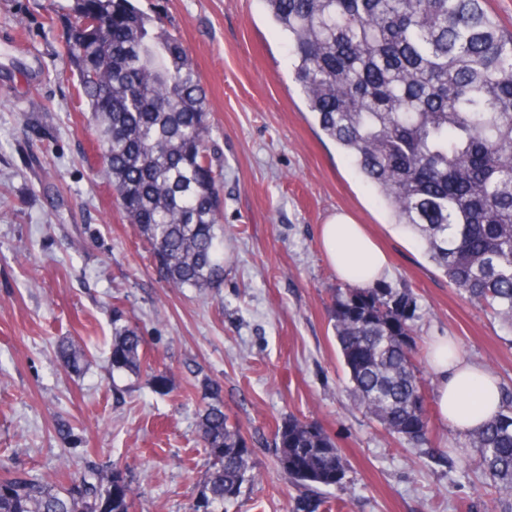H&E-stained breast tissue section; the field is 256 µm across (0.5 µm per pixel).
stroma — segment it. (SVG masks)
<instances>
[{"label": "stroma", "instance_id": "1", "mask_svg": "<svg viewBox=\"0 0 512 512\" xmlns=\"http://www.w3.org/2000/svg\"><path fill=\"white\" fill-rule=\"evenodd\" d=\"M64 3L0 0V466L52 479L116 467L140 490L135 512H192L208 469L197 424L220 404L257 473L227 512H492L464 436L434 419L417 448L355 408L326 311L341 280L321 224L347 212L367 225L391 258L383 285L416 298L421 349L452 337L511 393L512 329L390 224L306 111L288 39L262 0H136L180 37L208 92L226 262L222 286L204 293L165 287L96 174L95 126L63 51ZM116 307L152 374L113 372ZM63 339L86 354L81 373L56 361ZM291 414L335 436L341 483L290 482L272 439Z\"/></svg>", "mask_w": 512, "mask_h": 512}]
</instances>
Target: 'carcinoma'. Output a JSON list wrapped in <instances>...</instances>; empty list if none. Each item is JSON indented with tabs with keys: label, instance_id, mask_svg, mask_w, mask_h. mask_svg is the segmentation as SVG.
I'll list each match as a JSON object with an SVG mask.
<instances>
[{
	"label": "carcinoma",
	"instance_id": "carcinoma-1",
	"mask_svg": "<svg viewBox=\"0 0 512 512\" xmlns=\"http://www.w3.org/2000/svg\"><path fill=\"white\" fill-rule=\"evenodd\" d=\"M288 38L292 77L322 134L422 242L448 282L512 326V34L488 0H263ZM64 51L96 121L100 174L138 227L161 281H224L223 173L211 150L207 90L182 41L133 0H69ZM357 407L388 435L429 442L417 302L407 289L348 285L327 305ZM59 358H84L73 343ZM112 370L146 363L114 310ZM209 462L192 512H226L255 479L252 451L224 407L204 409ZM499 512H512V402L467 436ZM274 448L300 486L339 483L346 459L321 424L290 415ZM114 468L66 481L0 473V512H132Z\"/></svg>",
	"mask_w": 512,
	"mask_h": 512
}]
</instances>
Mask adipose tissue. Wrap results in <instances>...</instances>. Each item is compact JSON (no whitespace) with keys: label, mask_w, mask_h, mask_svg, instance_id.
Instances as JSON below:
<instances>
[{"label":"adipose tissue","mask_w":512,"mask_h":512,"mask_svg":"<svg viewBox=\"0 0 512 512\" xmlns=\"http://www.w3.org/2000/svg\"><path fill=\"white\" fill-rule=\"evenodd\" d=\"M323 249L337 275L358 288L373 286L385 274L389 260L385 252L348 214L340 212L321 225ZM369 265L364 277L353 270ZM435 372L436 416L460 434L472 432L500 409L497 384L480 365L469 362L445 336L436 337L430 347Z\"/></svg>","instance_id":"adipose-tissue-1"}]
</instances>
